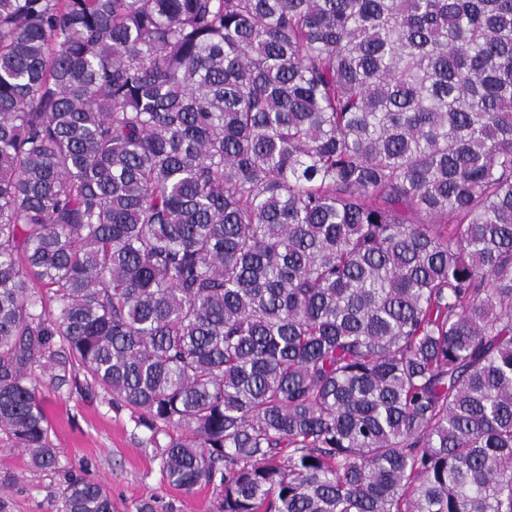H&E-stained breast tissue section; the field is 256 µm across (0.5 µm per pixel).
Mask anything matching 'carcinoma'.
Returning a JSON list of instances; mask_svg holds the SVG:
<instances>
[{"mask_svg":"<svg viewBox=\"0 0 512 512\" xmlns=\"http://www.w3.org/2000/svg\"><path fill=\"white\" fill-rule=\"evenodd\" d=\"M79 369L218 512H512V0H0L32 473Z\"/></svg>","mask_w":512,"mask_h":512,"instance_id":"carcinoma-1","label":"carcinoma"}]
</instances>
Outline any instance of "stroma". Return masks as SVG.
Listing matches in <instances>:
<instances>
[{
	"label": "stroma",
	"instance_id": "stroma-1",
	"mask_svg": "<svg viewBox=\"0 0 512 512\" xmlns=\"http://www.w3.org/2000/svg\"><path fill=\"white\" fill-rule=\"evenodd\" d=\"M50 438L60 450L58 469L34 475L28 456L0 435V512H55L60 487L69 476L102 482L117 512H136L153 499L155 512H216L212 487L186 492L170 485L157 459L165 435L151 436L136 414L108 402L86 385L48 395Z\"/></svg>",
	"mask_w": 512,
	"mask_h": 512
}]
</instances>
